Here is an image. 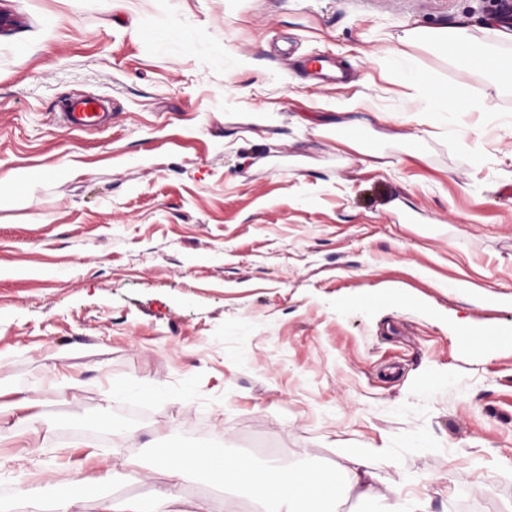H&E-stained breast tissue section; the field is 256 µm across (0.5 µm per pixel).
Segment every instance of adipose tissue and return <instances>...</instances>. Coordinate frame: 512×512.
I'll use <instances>...</instances> for the list:
<instances>
[{
    "label": "adipose tissue",
    "mask_w": 512,
    "mask_h": 512,
    "mask_svg": "<svg viewBox=\"0 0 512 512\" xmlns=\"http://www.w3.org/2000/svg\"><path fill=\"white\" fill-rule=\"evenodd\" d=\"M155 463L166 477L150 498H128L122 501H105L99 512H228L227 501L218 495H200L189 503V510H182V479L186 471L197 470L211 473L213 479L224 486L246 487L263 512H298V507L310 496L307 486L298 484L303 475L300 467L285 468L271 463L255 465L246 458L228 459L222 471H212L204 454L199 449L182 447L168 455H156ZM29 486L20 498L21 512H81L80 499L75 495L69 481L56 483L51 502H44L38 477L28 472Z\"/></svg>",
    "instance_id": "ef3b65f1"
}]
</instances>
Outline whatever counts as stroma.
I'll use <instances>...</instances> for the list:
<instances>
[{
  "instance_id": "obj_1",
  "label": "stroma",
  "mask_w": 512,
  "mask_h": 512,
  "mask_svg": "<svg viewBox=\"0 0 512 512\" xmlns=\"http://www.w3.org/2000/svg\"><path fill=\"white\" fill-rule=\"evenodd\" d=\"M0 425L84 512L164 480L97 481L128 424L160 446L349 475L424 512H512V79L453 65L419 25L511 54L497 0H0ZM414 57L464 100L420 119ZM346 70L319 84L299 59ZM105 126L68 131L71 97ZM369 120L342 144L338 109ZM481 159H474L471 146ZM38 176L21 188L16 171ZM465 285L448 292V281ZM396 288L386 306L365 299ZM102 103L94 98L76 97L69 100L62 112L57 115L58 123L71 131H81L102 124L108 112H102ZM37 406V401L31 397H20L8 402L0 401V422L13 420L16 422L29 421L35 418L30 411Z\"/></svg>"
}]
</instances>
